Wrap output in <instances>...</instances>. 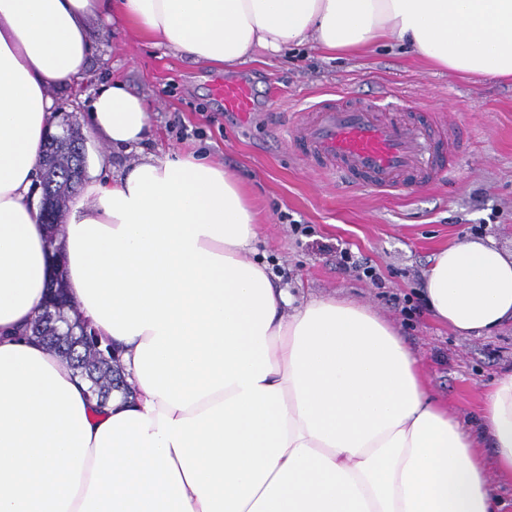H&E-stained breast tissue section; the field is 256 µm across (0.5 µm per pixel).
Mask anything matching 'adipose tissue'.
<instances>
[{
  "label": "adipose tissue",
  "instance_id": "ef3b65f1",
  "mask_svg": "<svg viewBox=\"0 0 512 512\" xmlns=\"http://www.w3.org/2000/svg\"><path fill=\"white\" fill-rule=\"evenodd\" d=\"M106 13L193 61L236 67L315 42L390 40L436 70L512 78V0H0V512H501L512 371L471 424L369 306L300 299L252 260L242 181L192 154L88 182L55 238L67 296L120 352L131 397L99 405L25 331L53 271L35 204L56 92L75 90ZM89 128L138 148L150 106L100 86ZM423 300L464 336L512 319V253L439 250Z\"/></svg>",
  "mask_w": 512,
  "mask_h": 512
}]
</instances>
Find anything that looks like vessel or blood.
Instances as JSON below:
<instances>
[{
    "label": "vessel or blood",
    "instance_id": "obj_1",
    "mask_svg": "<svg viewBox=\"0 0 512 512\" xmlns=\"http://www.w3.org/2000/svg\"><path fill=\"white\" fill-rule=\"evenodd\" d=\"M225 111L245 117L257 104L244 79L216 81ZM287 143L316 172L364 191L388 195L437 182L455 169L463 135L456 123L428 130L417 116L390 117L372 99L348 94L300 112Z\"/></svg>",
    "mask_w": 512,
    "mask_h": 512
}]
</instances>
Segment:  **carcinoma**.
Returning a JSON list of instances; mask_svg holds the SVG:
<instances>
[{
  "instance_id": "cac0c4a2",
  "label": "carcinoma",
  "mask_w": 512,
  "mask_h": 512,
  "mask_svg": "<svg viewBox=\"0 0 512 512\" xmlns=\"http://www.w3.org/2000/svg\"><path fill=\"white\" fill-rule=\"evenodd\" d=\"M81 145L83 142L72 131L66 142L47 141L43 155L41 204L49 205L51 212L49 216L42 217V221L58 230L68 202L82 181V177L72 174L73 148ZM48 288L61 297V302L41 308L31 323V335L53 350L76 377L89 383V389L97 396L100 405H106L114 391L130 394L123 367L112 344H102L98 336L79 321L68 325L66 332L60 330L59 324L66 322L67 311L71 309L63 277L52 279Z\"/></svg>"
}]
</instances>
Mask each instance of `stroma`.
<instances>
[{
  "instance_id": "35a3bbf8",
  "label": "stroma",
  "mask_w": 512,
  "mask_h": 512,
  "mask_svg": "<svg viewBox=\"0 0 512 512\" xmlns=\"http://www.w3.org/2000/svg\"><path fill=\"white\" fill-rule=\"evenodd\" d=\"M86 27L95 53L82 93L121 81L151 104L146 151L197 150L223 162L249 189L261 249L275 272L305 294L346 298L387 319L424 364L431 394L470 423L484 388L512 369V322L490 334L461 336L424 311L404 319L391 298L419 294L442 247L491 238L512 251V79L435 71L393 41L343 57L313 42L278 54L261 50L227 69L182 58L100 15ZM223 78H246L256 86L253 121L240 122L212 97L211 83ZM348 92L446 114L465 127L453 176L390 195L355 191L328 185L280 145L305 104ZM293 220L311 226L312 234L296 238ZM340 247L375 265L380 284L341 270Z\"/></svg>"
}]
</instances>
